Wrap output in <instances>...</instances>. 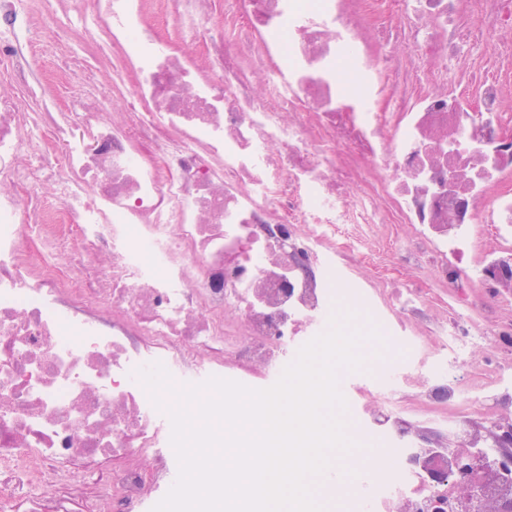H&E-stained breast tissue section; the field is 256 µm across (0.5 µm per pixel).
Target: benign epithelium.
Segmentation results:
<instances>
[{"instance_id":"benign-epithelium-1","label":"benign epithelium","mask_w":512,"mask_h":512,"mask_svg":"<svg viewBox=\"0 0 512 512\" xmlns=\"http://www.w3.org/2000/svg\"><path fill=\"white\" fill-rule=\"evenodd\" d=\"M417 440L427 446L424 453L414 454L410 461L419 466L425 475L439 480L455 471L462 479L454 486V497L465 507L475 489L481 490V512H512V490L506 488L497 473L469 448H461L450 454L441 452L442 444L429 431L415 433Z\"/></svg>"}]
</instances>
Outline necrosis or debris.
I'll use <instances>...</instances> for the list:
<instances>
[{"label": "necrosis or debris", "instance_id": "necrosis-or-debris-1", "mask_svg": "<svg viewBox=\"0 0 512 512\" xmlns=\"http://www.w3.org/2000/svg\"><path fill=\"white\" fill-rule=\"evenodd\" d=\"M73 3L111 82L52 0H0V512H151L178 461L138 370L279 376L333 314L371 317L336 295L366 227L410 230L386 279L427 255L483 304L512 289V0ZM386 423L362 512H454L457 474L429 483ZM345 399L347 402V411L345 413V420H346V423L348 424L349 435L355 437L363 445V446L360 445L359 448H377V451L381 456V463L377 466L373 475H379V476L384 475L386 472L387 466L392 462L393 451L395 448L393 446V443H392L390 437L384 433L375 434L370 437V439H369L370 444L365 445L363 442L364 439L359 434H357L352 427L351 418L354 417V414H353L352 408L348 402V397H345ZM374 438L379 439V443L377 445H374L372 443V440Z\"/></svg>", "mask_w": 512, "mask_h": 512}]
</instances>
